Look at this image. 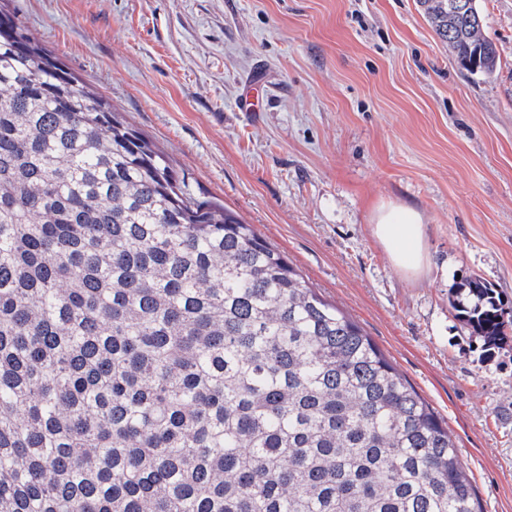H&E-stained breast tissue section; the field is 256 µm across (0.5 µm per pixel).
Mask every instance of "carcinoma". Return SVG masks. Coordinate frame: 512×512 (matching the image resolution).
<instances>
[{
  "label": "carcinoma",
  "mask_w": 512,
  "mask_h": 512,
  "mask_svg": "<svg viewBox=\"0 0 512 512\" xmlns=\"http://www.w3.org/2000/svg\"><path fill=\"white\" fill-rule=\"evenodd\" d=\"M419 0L460 66L479 0ZM455 310L495 346L491 285ZM0 512H480L341 309L0 6Z\"/></svg>",
  "instance_id": "obj_1"
}]
</instances>
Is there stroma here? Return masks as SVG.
<instances>
[{
    "label": "stroma",
    "instance_id": "35a3bbf8",
    "mask_svg": "<svg viewBox=\"0 0 512 512\" xmlns=\"http://www.w3.org/2000/svg\"><path fill=\"white\" fill-rule=\"evenodd\" d=\"M150 139L359 324L448 427L482 512H512V335L452 307L466 279L512 310V0L470 75L418 0H5ZM264 77L258 111L239 100ZM408 205L426 268L393 265L377 211Z\"/></svg>",
    "mask_w": 512,
    "mask_h": 512
}]
</instances>
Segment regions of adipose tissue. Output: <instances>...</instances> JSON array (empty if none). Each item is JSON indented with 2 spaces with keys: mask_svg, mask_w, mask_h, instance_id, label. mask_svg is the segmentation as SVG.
Wrapping results in <instances>:
<instances>
[{
  "mask_svg": "<svg viewBox=\"0 0 512 512\" xmlns=\"http://www.w3.org/2000/svg\"><path fill=\"white\" fill-rule=\"evenodd\" d=\"M373 232L395 266L413 273L424 267V231L421 217L416 210L401 205L382 209L373 226Z\"/></svg>",
  "mask_w": 512,
  "mask_h": 512,
  "instance_id": "1",
  "label": "adipose tissue"
}]
</instances>
